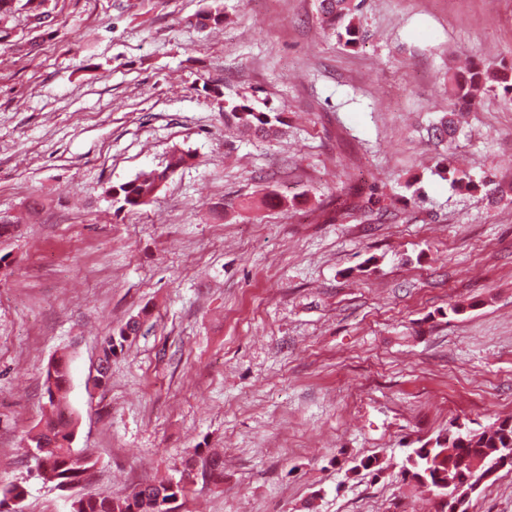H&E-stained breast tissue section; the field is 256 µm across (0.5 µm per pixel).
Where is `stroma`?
<instances>
[{"label": "stroma", "instance_id": "stroma-1", "mask_svg": "<svg viewBox=\"0 0 512 512\" xmlns=\"http://www.w3.org/2000/svg\"><path fill=\"white\" fill-rule=\"evenodd\" d=\"M207 11L223 25H198ZM361 23L348 50L316 0L0 17V487L26 486L23 512H70L27 448L61 355L87 490L221 454L223 481L195 479L177 512H436L399 476L408 451L512 417V106L485 97L456 141L495 202L435 175L426 132L455 105L449 71L512 59V0H365ZM242 95L284 135L225 120ZM177 152L148 204L118 210L112 187ZM469 512H512V470Z\"/></svg>", "mask_w": 512, "mask_h": 512}]
</instances>
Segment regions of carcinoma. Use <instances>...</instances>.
<instances>
[{
    "label": "carcinoma",
    "mask_w": 512,
    "mask_h": 512,
    "mask_svg": "<svg viewBox=\"0 0 512 512\" xmlns=\"http://www.w3.org/2000/svg\"><path fill=\"white\" fill-rule=\"evenodd\" d=\"M364 0H318L317 9L322 23L332 30L343 46L355 49L366 40V32L360 23ZM494 93L505 102L512 103V62L486 65L473 62L469 68L448 77V95L466 105L470 110L480 107L483 95ZM224 117L257 137H267L283 123L281 113L267 103L242 97L224 106ZM459 132L456 113L449 110L428 129V135L439 143L452 144ZM185 162V155L172 157L167 167L142 180L135 179L121 188L124 205L136 208L147 204L154 196L168 173ZM435 174L452 185L474 191L486 189L488 198L495 199L498 188L491 182L477 184L458 168L453 152L446 150L435 167ZM139 327L127 321L119 336H107L104 355L110 357L115 347L123 346L128 337L137 334ZM53 382H45L47 395L44 418L37 433L29 437V445L41 457L40 476L57 485L77 486L88 481L95 460L88 454L72 448L75 430L68 402V366L64 358L55 360ZM512 448V419H504L488 430L468 432L467 444L458 441L453 429L439 435L432 442L412 449L402 467V479L429 488L439 498L448 489H461L460 512H469L471 494L482 483L484 471L504 459L503 451ZM201 476L221 477L223 461L216 457H204L200 461ZM194 468L183 471L181 478L173 482L147 483L135 488L123 498H110L88 492L73 501L72 512H172L170 504L177 487L183 495L193 481Z\"/></svg>",
    "instance_id": "1"
}]
</instances>
